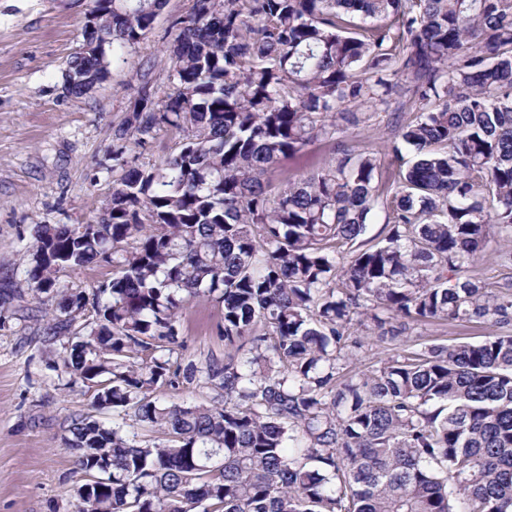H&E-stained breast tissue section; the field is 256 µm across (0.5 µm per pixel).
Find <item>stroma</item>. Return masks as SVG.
<instances>
[{"label":"stroma","mask_w":512,"mask_h":512,"mask_svg":"<svg viewBox=\"0 0 512 512\" xmlns=\"http://www.w3.org/2000/svg\"><path fill=\"white\" fill-rule=\"evenodd\" d=\"M194 0H167L152 29L127 48L126 64L75 97L64 73L83 46L92 0H0V282L18 269L38 224H93L112 193V139L142 78L155 100L168 84L162 68L177 20ZM35 300L0 307V512H75L69 489L75 457L61 438L73 415L91 410L92 391L66 387L52 368L63 348L47 344ZM217 305L191 303L182 316L180 363L223 354L210 327ZM481 323L435 322L415 329L422 341L476 342Z\"/></svg>","instance_id":"stroma-1"}]
</instances>
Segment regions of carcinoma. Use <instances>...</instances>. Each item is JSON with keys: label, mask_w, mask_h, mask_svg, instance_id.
<instances>
[{"label": "carcinoma", "mask_w": 512, "mask_h": 512, "mask_svg": "<svg viewBox=\"0 0 512 512\" xmlns=\"http://www.w3.org/2000/svg\"><path fill=\"white\" fill-rule=\"evenodd\" d=\"M166 2L97 0L68 92L126 62ZM177 26L169 92L143 81L115 129L99 222L36 225L24 287L0 289L61 296L57 369L112 410L61 438L77 512H512V276L472 275L491 236L512 243V0H194ZM404 108L391 189L344 133ZM162 127L176 151L130 155ZM318 139L323 166L276 174ZM376 210L385 235L363 243ZM100 261L91 295L60 288ZM194 301L223 307L224 357L173 371ZM436 320L494 331L346 370L354 324L391 344ZM180 378L213 396L166 400Z\"/></svg>", "instance_id": "1"}]
</instances>
